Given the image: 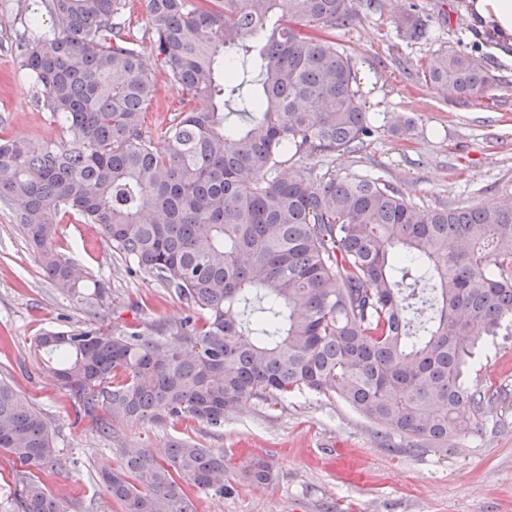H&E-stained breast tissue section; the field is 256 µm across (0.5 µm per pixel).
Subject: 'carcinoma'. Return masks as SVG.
<instances>
[{"mask_svg":"<svg viewBox=\"0 0 512 512\" xmlns=\"http://www.w3.org/2000/svg\"><path fill=\"white\" fill-rule=\"evenodd\" d=\"M24 21L18 68L34 103L71 137L0 138V201L11 208L58 292L98 315L106 283L54 244L56 218L96 224L130 275L174 290L187 314L151 332L92 325L48 331L36 353L83 416L192 419L212 427L242 403L325 392L385 440L445 445L475 429L465 411L492 397L466 380L479 337L512 324V204L420 206L380 178L324 176L287 154L359 150L372 134L351 59L303 29L348 23L352 0H145L142 36L128 0H43ZM412 41L428 25L403 12ZM148 40L186 108L154 142L144 114L157 89L138 49ZM429 85L484 93L479 59L438 50ZM100 475L124 512H194L183 485L224 491V454L186 439L158 453L124 445ZM0 453L12 458L17 512H64L40 474L64 463L44 417L0 381ZM239 480L272 484L256 456Z\"/></svg>","mask_w":512,"mask_h":512,"instance_id":"1","label":"carcinoma"}]
</instances>
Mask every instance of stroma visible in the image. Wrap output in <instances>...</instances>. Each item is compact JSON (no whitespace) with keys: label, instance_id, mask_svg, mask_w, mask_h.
Instances as JSON below:
<instances>
[{"label":"stroma","instance_id":"obj_1","mask_svg":"<svg viewBox=\"0 0 512 512\" xmlns=\"http://www.w3.org/2000/svg\"><path fill=\"white\" fill-rule=\"evenodd\" d=\"M459 2L379 0L371 9L354 0L349 25L307 24V31L335 41L350 56L373 128L358 152L327 158L331 171L387 180L424 207L512 203V59L498 56L491 42L471 38ZM412 5L429 26L427 40H409L392 23ZM35 13L51 27L41 0H0V41L14 40L23 30L20 15ZM440 49L473 53L489 76V91L469 99L436 93L424 71ZM141 52L158 89L144 126L157 138L172 122L182 91L150 43ZM34 93L14 55L0 50V136L69 144L66 130L35 106ZM398 116L414 118L408 135L392 133ZM55 243L80 268L106 278L113 300L107 316L51 287L10 209L0 203V378L49 423L67 471L43 483L65 512H124L97 481L101 469L117 466L116 447L131 443L156 451L177 439L223 453L228 464L223 492L187 488L195 512H512V327L484 337L471 360L468 379L492 395L493 406L473 433L452 445L411 447L397 439L382 445L375 428L343 402L309 391L249 400L220 428L191 419L117 420L105 438L80 418L75 397L40 367L35 337L89 324L111 333L171 325L185 316V307L158 282L128 275L96 226L76 215L59 219ZM256 455L273 466L270 486L255 488L237 478Z\"/></svg>","mask_w":512,"mask_h":512}]
</instances>
